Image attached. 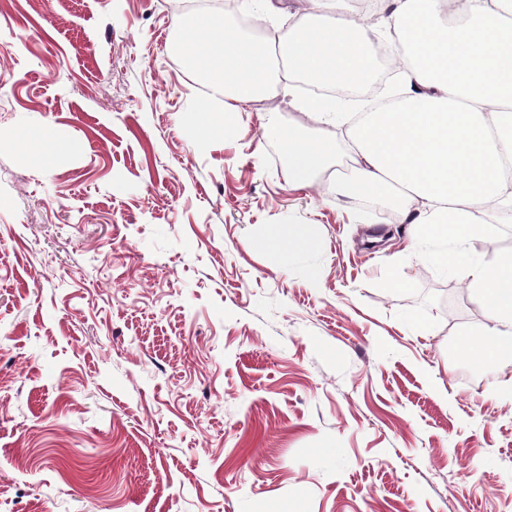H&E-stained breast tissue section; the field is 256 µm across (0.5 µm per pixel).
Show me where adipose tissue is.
Returning a JSON list of instances; mask_svg holds the SVG:
<instances>
[{
    "instance_id": "ef3b65f1",
    "label": "adipose tissue",
    "mask_w": 512,
    "mask_h": 512,
    "mask_svg": "<svg viewBox=\"0 0 512 512\" xmlns=\"http://www.w3.org/2000/svg\"><path fill=\"white\" fill-rule=\"evenodd\" d=\"M387 23L365 24L351 0H309L278 47L250 41L235 22L201 6L179 20L172 50L206 88L185 120L199 142L230 134L227 118L280 89L308 117L277 139L292 182L324 183L399 213L416 238L441 243L453 265L490 220H512V0H389ZM395 34L414 52L402 61L394 106L368 113L346 147L329 130L343 113L295 97L290 77L334 84L368 75L374 41ZM309 224H275L254 249L281 257L309 248ZM470 298L489 323L470 342L485 364L512 363V251L473 264Z\"/></svg>"
}]
</instances>
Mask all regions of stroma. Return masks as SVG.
<instances>
[{"label":"stroma","instance_id":"obj_1","mask_svg":"<svg viewBox=\"0 0 512 512\" xmlns=\"http://www.w3.org/2000/svg\"><path fill=\"white\" fill-rule=\"evenodd\" d=\"M177 15L0 0V512H512V363L461 350L463 273L295 188L289 99L197 143ZM273 224L317 237L283 262ZM510 250L512 223L466 247Z\"/></svg>","mask_w":512,"mask_h":512}]
</instances>
